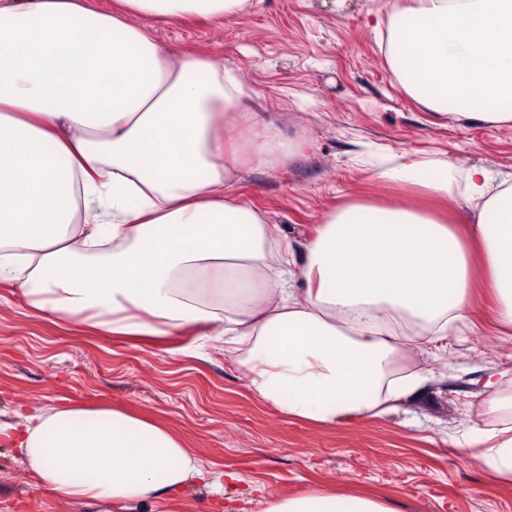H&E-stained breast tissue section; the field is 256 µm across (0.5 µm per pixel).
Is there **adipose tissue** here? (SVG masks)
Segmentation results:
<instances>
[{"label":"adipose tissue","mask_w":512,"mask_h":512,"mask_svg":"<svg viewBox=\"0 0 512 512\" xmlns=\"http://www.w3.org/2000/svg\"><path fill=\"white\" fill-rule=\"evenodd\" d=\"M253 0H0V281L49 318L112 336L185 328L224 346L248 390L324 426L381 417L434 375L429 344L487 291L512 327V179L463 175L467 235L424 206L454 190L444 160L389 171L422 203L348 202L290 251L242 203L224 126L258 128L234 67L169 54L154 22L213 21ZM140 23H132V16ZM378 46L422 108L512 128V0H392ZM0 436L60 499L118 512L200 484L225 491L167 427L111 406H48ZM491 476L512 479V424L472 428ZM258 512H392L327 492Z\"/></svg>","instance_id":"1"}]
</instances>
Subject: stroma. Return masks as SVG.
<instances>
[{
	"mask_svg": "<svg viewBox=\"0 0 512 512\" xmlns=\"http://www.w3.org/2000/svg\"><path fill=\"white\" fill-rule=\"evenodd\" d=\"M322 0H261L218 23H157L166 51L205 52L239 68L257 108L295 141L293 155L256 167L254 133L228 125L224 142L247 162L236 191L306 239L328 211L352 199L398 194L375 155L396 162L445 159L456 170L488 164L512 174V128L466 124L425 111L396 81L376 43L390 0H353L348 11ZM188 328L174 336L113 337L31 309L21 288L0 283V422L19 407L110 404L155 419L203 460L239 476L244 498L312 490L386 502L394 512H512V482L492 479L472 426L495 427L483 386L512 390V331L478 300L468 325L449 331L433 355L441 369L399 411L352 416L334 426L293 420L262 403L224 362L219 343L200 356ZM0 440V512H113L55 497Z\"/></svg>",
	"mask_w": 512,
	"mask_h": 512,
	"instance_id": "35a3bbf8",
	"label": "stroma"
}]
</instances>
